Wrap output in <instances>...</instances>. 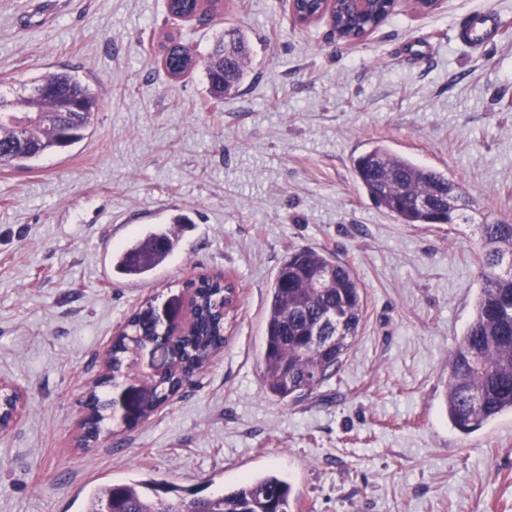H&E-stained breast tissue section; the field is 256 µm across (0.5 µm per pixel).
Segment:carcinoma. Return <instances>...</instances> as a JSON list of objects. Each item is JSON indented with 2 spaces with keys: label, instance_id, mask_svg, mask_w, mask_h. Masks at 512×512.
I'll list each match as a JSON object with an SVG mask.
<instances>
[{
  "label": "carcinoma",
  "instance_id": "carcinoma-1",
  "mask_svg": "<svg viewBox=\"0 0 512 512\" xmlns=\"http://www.w3.org/2000/svg\"><path fill=\"white\" fill-rule=\"evenodd\" d=\"M203 0H167L168 13L179 19L197 16ZM394 0H379V9L351 16L347 0H336L333 25L347 39L387 17ZM161 65L168 76L193 72L195 57L172 36L163 43ZM243 50L236 42L219 41L208 55L210 93L219 99L238 86L244 74ZM98 99L91 87L67 71L31 78L20 90L0 91V168H20L46 153L83 141L93 127ZM355 181L402 224H432L437 216L452 221L459 208L448 204V176L420 166L377 144L352 162ZM479 294L472 320L448 362L444 410L450 423L469 434L506 413H512V221L476 225ZM176 241L159 225L151 227L112 256L115 272L139 280L161 266ZM196 304L192 334L170 348L188 375L206 364V354L224 345V309L233 287L207 277L189 283ZM153 300H145L126 329L148 342L155 336ZM364 314V292L350 266L331 252L312 247L292 251L278 265L265 315V341L260 354L266 389L281 400L297 399L320 389L338 370L358 335ZM129 356L126 337L112 343V377L123 376ZM179 376L162 378L155 396L144 400L148 417L158 402L176 394ZM82 427L97 440L110 420L108 400L92 391L83 402ZM162 483L130 479L97 485L89 491L84 512H292V484L268 472L244 478L230 491L208 496L195 493L161 498Z\"/></svg>",
  "mask_w": 512,
  "mask_h": 512
}]
</instances>
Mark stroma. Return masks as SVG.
Returning <instances> with one entry per match:
<instances>
[{"mask_svg": "<svg viewBox=\"0 0 512 512\" xmlns=\"http://www.w3.org/2000/svg\"><path fill=\"white\" fill-rule=\"evenodd\" d=\"M222 23L166 0H0V84L48 71L98 96L92 131L27 169H0V379L23 409L0 429V512H83L89 488L154 476L209 491L271 469L294 512H512V414L470 434L444 413L448 360L479 289L475 226L512 218V0L398 4L348 45L288 0H223ZM494 12L482 45L459 25ZM246 74L213 104L204 62L222 29ZM172 34L198 65L169 77ZM448 175L470 223L403 224L354 180L374 144ZM179 246L149 278L111 274L153 224ZM300 247L348 263L365 296L339 370L285 401L262 379L268 289ZM236 287L226 343L191 385L120 435L80 443L81 399L147 298L179 314L186 281Z\"/></svg>", "mask_w": 512, "mask_h": 512, "instance_id": "1", "label": "stroma"}]
</instances>
